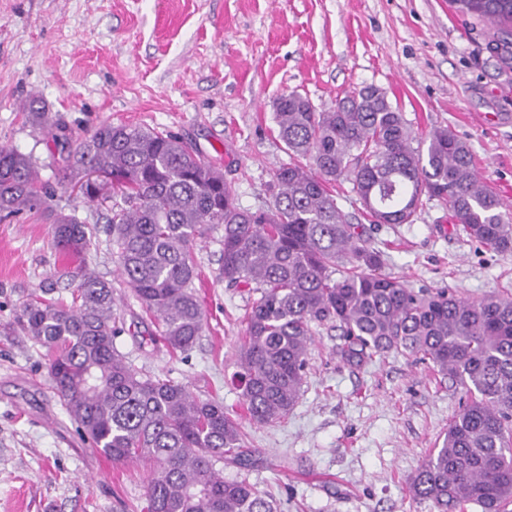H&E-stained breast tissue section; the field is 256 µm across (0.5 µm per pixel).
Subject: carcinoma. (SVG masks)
<instances>
[{"label": "carcinoma", "mask_w": 512, "mask_h": 512, "mask_svg": "<svg viewBox=\"0 0 512 512\" xmlns=\"http://www.w3.org/2000/svg\"><path fill=\"white\" fill-rule=\"evenodd\" d=\"M499 26L512 47V0H451ZM38 100L33 123L68 150L63 181L86 168L112 177L107 217L119 270L157 321L155 341L190 350L204 327L193 287L192 244L206 224L224 225L220 276L259 294L246 317L238 380L249 418L278 422L295 406L315 327L334 324L337 354L361 367L395 351L432 365L468 397L441 447L408 482L430 512H507L512 504V296L480 300L446 289L415 291L383 272V253L352 224L332 187L348 181L372 224H412L423 199L448 208L486 250L512 254V210L478 173L468 144L450 130L428 146L382 89L369 85L324 110L291 92L275 107L290 156L268 184V202L241 207L224 173L177 136L140 125L102 123L71 144ZM50 197L29 156L0 148V213L46 210ZM55 246L79 265L71 303L35 295L17 321L53 352L49 374L61 405L91 447L115 464L145 460L143 512H277L245 479L216 464L247 454L237 423L214 400L136 369L114 345L111 283L82 267L92 228L56 213Z\"/></svg>", "instance_id": "carcinoma-1"}]
</instances>
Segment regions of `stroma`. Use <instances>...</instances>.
<instances>
[{"instance_id": "35a3bbf8", "label": "stroma", "mask_w": 512, "mask_h": 512, "mask_svg": "<svg viewBox=\"0 0 512 512\" xmlns=\"http://www.w3.org/2000/svg\"><path fill=\"white\" fill-rule=\"evenodd\" d=\"M494 26L450 0H0V146L31 155L55 185V210L93 229L85 254L112 284L117 350L152 375L217 399L248 439L224 460L278 512H430L408 481L440 447L466 397L423 363L390 353L362 369L337 355L334 327L317 328L300 396L285 419H249L236 378L255 297L219 276L224 227L193 245L204 330L183 354L150 341L155 324L118 272L102 216L58 188L63 155L33 126L37 98L78 141L103 122L143 125L191 143L231 182L240 206L262 207L289 160L274 103L295 91L316 107L365 86L386 91L420 140L437 127L464 139L476 168L512 204V62L491 49ZM337 201L385 253L407 287L473 300L512 294V255L476 247L448 211L424 201L411 224H372L349 182ZM47 212L0 221V512H112L144 503L149 467L115 464L81 438L48 377V350L13 330L21 305L50 290L70 298Z\"/></svg>"}]
</instances>
